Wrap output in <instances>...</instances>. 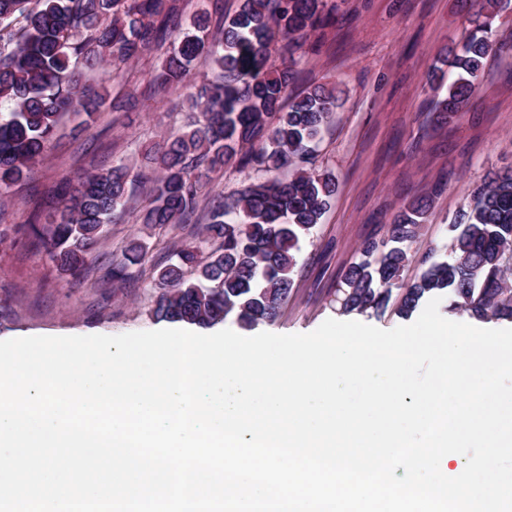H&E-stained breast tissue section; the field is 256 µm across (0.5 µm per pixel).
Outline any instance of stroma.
<instances>
[{
    "mask_svg": "<svg viewBox=\"0 0 512 512\" xmlns=\"http://www.w3.org/2000/svg\"><path fill=\"white\" fill-rule=\"evenodd\" d=\"M335 26L318 31L296 67L292 93L333 88L336 112L315 151V167L335 174L336 195L306 241L294 288L280 318L257 332L305 334L340 319L334 292L357 249L381 240L400 204L431 190L436 196L417 255H445L449 224L490 172L512 166V51L493 55L468 110L441 123L431 112L453 74L448 57L461 46L470 15L457 0H331ZM161 55L130 61L119 76L87 69L86 84L108 93L107 108L89 129L65 114L47 159L0 200V341L29 336L121 335L160 329L149 311L150 274L132 268L121 284L107 274L121 249L141 236L151 264H166L190 242L185 233L143 236L133 212L110 225L87 273L61 274L22 226L66 178L124 157L145 168L163 133L185 128V90L146 92Z\"/></svg>",
    "mask_w": 512,
    "mask_h": 512,
    "instance_id": "obj_1",
    "label": "stroma"
}]
</instances>
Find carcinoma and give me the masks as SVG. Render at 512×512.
<instances>
[{
	"label": "carcinoma",
	"mask_w": 512,
	"mask_h": 512,
	"mask_svg": "<svg viewBox=\"0 0 512 512\" xmlns=\"http://www.w3.org/2000/svg\"><path fill=\"white\" fill-rule=\"evenodd\" d=\"M0 0V195L24 181L41 162L58 129L61 113L91 119L104 97L88 93L77 67L106 62L117 72L169 44L153 79L160 91L184 86L197 66L216 72L199 87L198 119L187 130L165 136L150 158L156 172L131 174L123 159L62 189L48 215L45 238L31 233L64 274L88 269L108 226L125 212L131 188L146 189L148 206L139 216L145 230L193 223L212 174L224 167L256 168L267 177L240 191L207 201V224L196 242L161 266L150 316L157 321L210 326L231 320L249 330L273 323L288 303L303 245L336 194V177L308 168L337 97L315 86L288 95L294 67L311 35L333 16L325 0H241L238 10L213 32L207 10L186 24L168 0ZM504 0H484L474 26L451 66L458 77L436 102L438 118L466 109L488 58L504 44L492 23ZM288 54L269 65L272 43ZM432 195L404 203L384 238L357 252L335 290L344 314L409 318L429 299L448 301L449 311L473 319H512V171L495 173L478 186L473 203L450 224L451 255L427 257L411 281L405 273L413 244L427 221ZM147 251L133 238L112 268V280L143 266ZM401 293L392 301L393 290Z\"/></svg>",
	"instance_id": "cac0c4a2"
}]
</instances>
